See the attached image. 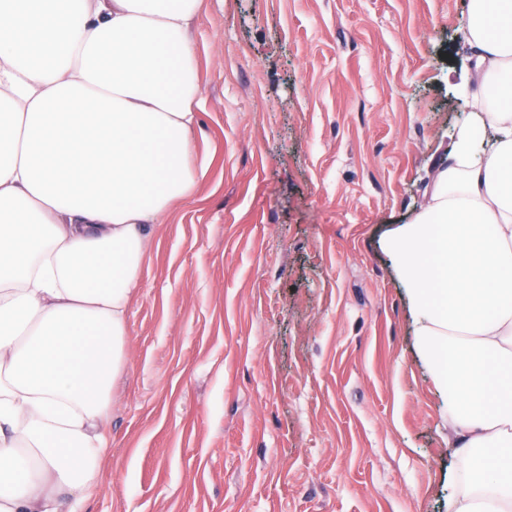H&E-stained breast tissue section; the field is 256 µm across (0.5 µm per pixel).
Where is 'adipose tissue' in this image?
Instances as JSON below:
<instances>
[{"label": "adipose tissue", "instance_id": "obj_1", "mask_svg": "<svg viewBox=\"0 0 512 512\" xmlns=\"http://www.w3.org/2000/svg\"><path fill=\"white\" fill-rule=\"evenodd\" d=\"M203 0H0V512L100 487L128 314L193 198ZM466 110L380 241L448 424L445 512H512V0H468Z\"/></svg>", "mask_w": 512, "mask_h": 512}]
</instances>
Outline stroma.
<instances>
[{"instance_id":"35a3bbf8","label":"stroma","mask_w":512,"mask_h":512,"mask_svg":"<svg viewBox=\"0 0 512 512\" xmlns=\"http://www.w3.org/2000/svg\"><path fill=\"white\" fill-rule=\"evenodd\" d=\"M467 0H204L207 169L158 225L84 512H443L378 247L465 110Z\"/></svg>"}]
</instances>
